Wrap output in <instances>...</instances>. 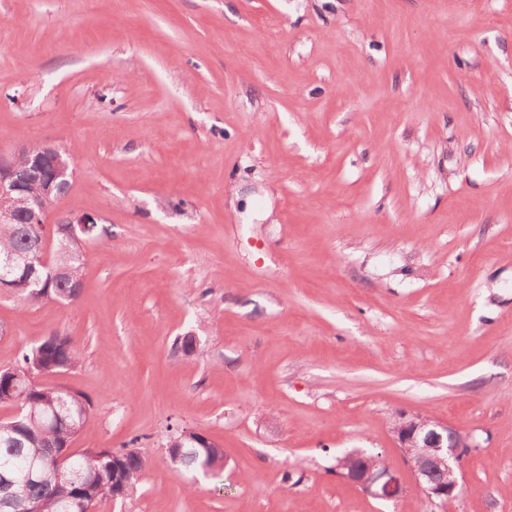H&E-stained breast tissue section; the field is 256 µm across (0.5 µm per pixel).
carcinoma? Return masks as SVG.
Returning <instances> with one entry per match:
<instances>
[{"mask_svg":"<svg viewBox=\"0 0 512 512\" xmlns=\"http://www.w3.org/2000/svg\"><path fill=\"white\" fill-rule=\"evenodd\" d=\"M41 228L33 224H0V262L6 257L29 251L39 238ZM54 266L64 272L52 280H42L38 291L27 296L29 302L54 299L68 302L77 297L84 267L83 255L70 254L62 240L52 248ZM79 363L70 338L52 335L40 344L20 352L16 363L0 371V406H22L13 417L0 421V471L14 473L15 481L0 494V512H18L22 507L37 506L38 512H80L112 498V468L123 473L126 491L137 490L146 460L109 449H85L75 453L72 467L92 478L91 483L73 478L58 479L49 463L50 454L71 443L77 428L92 414L90 400L81 392L66 387L31 384L39 373L71 370ZM189 456L181 464L184 472L217 477L222 468L207 472V459H224L220 448L207 447L198 435L194 442H184Z\"/></svg>","mask_w":512,"mask_h":512,"instance_id":"carcinoma-1","label":"carcinoma"}]
</instances>
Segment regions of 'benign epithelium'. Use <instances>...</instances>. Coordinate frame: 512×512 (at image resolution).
<instances>
[{
    "label": "benign epithelium",
    "mask_w": 512,
    "mask_h": 512,
    "mask_svg": "<svg viewBox=\"0 0 512 512\" xmlns=\"http://www.w3.org/2000/svg\"><path fill=\"white\" fill-rule=\"evenodd\" d=\"M45 169L48 175L32 187L28 168ZM74 175L70 163L61 151L51 144L23 147L8 158L0 156V224H12L18 214L28 224H46L50 207L70 184ZM97 223L93 215L66 217L56 225L55 234H61L69 244L82 248L78 233H87ZM58 274L52 267L46 236L38 246L18 257H10L0 268V291L22 294L37 284L39 270ZM393 432L398 447L409 463L420 490L430 499L446 504L462 492L459 482L461 449L469 447L468 440L455 429L422 415L399 416L394 420ZM341 475L359 485L377 499L390 500L402 493V486L392 476L387 465L374 452L354 450L339 457ZM443 473L436 482L430 472Z\"/></svg>",
    "instance_id": "7a95c632"
}]
</instances>
